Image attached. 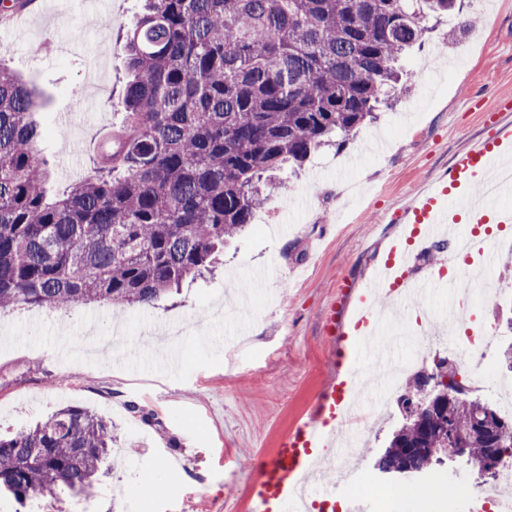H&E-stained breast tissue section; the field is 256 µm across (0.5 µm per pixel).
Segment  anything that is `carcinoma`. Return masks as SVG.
I'll return each instance as SVG.
<instances>
[{"mask_svg":"<svg viewBox=\"0 0 512 512\" xmlns=\"http://www.w3.org/2000/svg\"><path fill=\"white\" fill-rule=\"evenodd\" d=\"M454 11L463 0H144L120 43L126 117L94 174L53 200L33 93L0 68V310L147 309L210 271L273 173L343 147L390 104L429 21ZM426 395L420 370L377 467L432 468L450 428L477 460L512 448V419L473 424L487 404L468 388L434 410ZM112 442L103 417L63 407L0 436V490L22 505L84 493Z\"/></svg>","mask_w":512,"mask_h":512,"instance_id":"1","label":"carcinoma"}]
</instances>
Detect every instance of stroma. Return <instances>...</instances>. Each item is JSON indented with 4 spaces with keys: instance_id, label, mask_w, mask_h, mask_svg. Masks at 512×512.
Segmentation results:
<instances>
[{
    "instance_id": "35a3bbf8",
    "label": "stroma",
    "mask_w": 512,
    "mask_h": 512,
    "mask_svg": "<svg viewBox=\"0 0 512 512\" xmlns=\"http://www.w3.org/2000/svg\"><path fill=\"white\" fill-rule=\"evenodd\" d=\"M143 0H109L107 14L79 0H33L22 26L0 23V68L34 93L37 148L57 192L94 171L122 120L128 79L119 38ZM475 18L457 39L448 16L403 59L409 89L343 148L284 172L252 224L211 273L148 310L99 303L61 312L0 311V432L72 405L112 423L108 473L93 494L59 490L40 512H250L259 461L315 409L329 380L369 367L370 351L336 342L323 326L344 287H360L398 230L394 213L456 156L492 132L490 112L512 96V0H465ZM68 115L76 142L56 136ZM496 304L473 320L492 326V376L506 375L512 342V253L485 272ZM69 333L68 353L57 343ZM153 412L144 422L131 404ZM355 467L375 462L398 425L396 402L375 415ZM151 482L141 499L133 488Z\"/></svg>"
}]
</instances>
